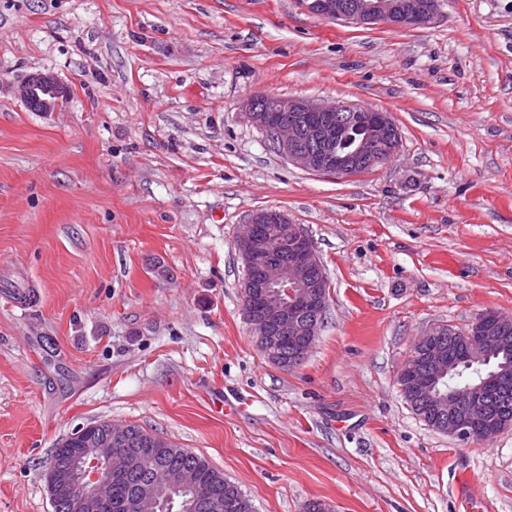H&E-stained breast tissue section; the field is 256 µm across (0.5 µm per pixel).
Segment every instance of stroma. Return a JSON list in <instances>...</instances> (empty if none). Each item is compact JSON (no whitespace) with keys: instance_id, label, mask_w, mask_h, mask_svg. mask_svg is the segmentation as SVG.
<instances>
[{"instance_id":"1","label":"stroma","mask_w":512,"mask_h":512,"mask_svg":"<svg viewBox=\"0 0 512 512\" xmlns=\"http://www.w3.org/2000/svg\"><path fill=\"white\" fill-rule=\"evenodd\" d=\"M70 88L60 111L16 94ZM387 112L394 158L293 166L246 101ZM302 225L329 308L285 372L242 316L241 224ZM512 313V0L359 27L300 0H0V512L99 420L205 456L256 512H512V429L464 444L397 374L417 336ZM38 89L46 90L50 97L42 98ZM17 95L24 105L32 107L35 112H57L68 95V88L53 74L35 72L19 84Z\"/></svg>"}]
</instances>
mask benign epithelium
Segmentation results:
<instances>
[{
    "instance_id": "1",
    "label": "benign epithelium",
    "mask_w": 512,
    "mask_h": 512,
    "mask_svg": "<svg viewBox=\"0 0 512 512\" xmlns=\"http://www.w3.org/2000/svg\"><path fill=\"white\" fill-rule=\"evenodd\" d=\"M313 15L359 26L392 28L424 26L438 16L439 0H300ZM21 102L36 112H56L68 88L55 75L35 72L18 86ZM273 109L257 115V103ZM253 122L262 127L272 145L298 168L320 174L348 176L358 168L386 164L399 150L400 136L390 116L382 111L344 101L317 102L262 94L246 103ZM353 112L367 129L353 151L336 155V142ZM246 267L242 311L257 347L275 367L288 371L306 360L316 346L330 293L314 245L299 224L279 211L250 215L237 240ZM512 315L485 310L464 330V350L450 339L458 331L432 326L415 340L411 354L397 376L402 397L418 408V416L434 429L463 443H483L512 428L504 403L512 396L508 363L490 380L464 390L440 393L436 385L453 365L484 362L507 347ZM82 447L49 470L47 485L56 508L67 512H112L110 488L131 476L127 449L138 444L137 434L125 424L100 423L83 428ZM172 483L192 494L198 512H224V500L198 482L195 471H169ZM157 490L143 481L122 508L125 512H157Z\"/></svg>"
}]
</instances>
